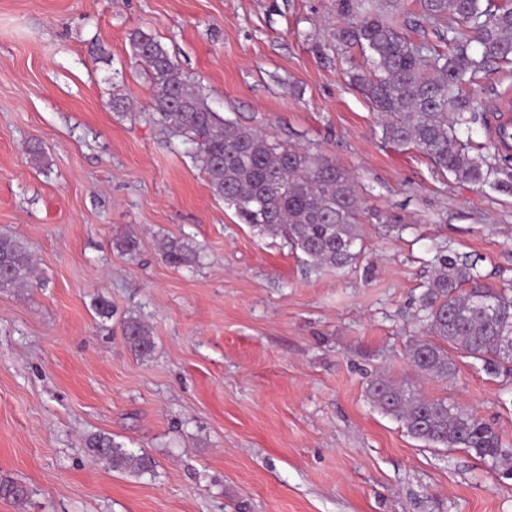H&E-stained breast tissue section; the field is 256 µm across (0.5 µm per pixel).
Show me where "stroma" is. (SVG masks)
<instances>
[{
	"label": "stroma",
	"instance_id": "obj_1",
	"mask_svg": "<svg viewBox=\"0 0 512 512\" xmlns=\"http://www.w3.org/2000/svg\"><path fill=\"white\" fill-rule=\"evenodd\" d=\"M343 23L338 0H0V235L34 266L28 287L0 289V476L30 491L0 512H512L503 465L426 446L367 392L379 376L414 380L512 451V376L461 358L434 380L406 354L436 252L512 289V190L498 187L512 163L481 188L382 140L346 77L367 61L337 43ZM137 29L221 116L354 177L352 264L314 265L213 195L151 113ZM475 94L478 148L512 73L490 65ZM123 236L136 251L116 248ZM167 239L198 263L170 267ZM130 318L148 326L149 356L127 347ZM94 433L148 452L155 474L95 462Z\"/></svg>",
	"mask_w": 512,
	"mask_h": 512
}]
</instances>
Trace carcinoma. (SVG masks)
<instances>
[{"instance_id":"cac0c4a2","label":"carcinoma","mask_w":512,"mask_h":512,"mask_svg":"<svg viewBox=\"0 0 512 512\" xmlns=\"http://www.w3.org/2000/svg\"><path fill=\"white\" fill-rule=\"evenodd\" d=\"M356 21L336 32L339 44L358 47L370 67L347 72L381 117L383 137L412 145L457 181L483 186L497 170L500 151L470 154L457 130L479 119L480 103L462 93L490 62L512 64V7L493 0H423L417 20L397 24L403 0H339ZM453 15L456 25L446 24ZM440 28L447 50L435 53L411 39L409 30ZM133 58L152 84V113L174 129L200 163L213 194L234 209L241 223L281 234L311 261L343 267L358 256L362 202L356 182L320 154L272 141L252 127L222 117L184 80L166 49L144 31L130 35ZM199 254L179 240L163 253L173 268L192 266ZM31 254L17 238L0 236V288L27 284ZM477 262L438 252L435 275L420 297L418 321L423 336L407 345L417 373L437 380L454 376L455 357L481 363L491 375L512 372V295L476 286ZM473 287H467V284ZM129 349L152 352L146 327L130 318L123 326ZM368 392L386 415L399 420L412 438L436 448H463L482 460L512 469L495 429L446 398H427L410 383L373 379ZM84 448L104 454L112 470L142 477L155 472L153 457L124 447L111 436L91 434ZM0 498L21 505L26 488L0 477Z\"/></svg>"}]
</instances>
